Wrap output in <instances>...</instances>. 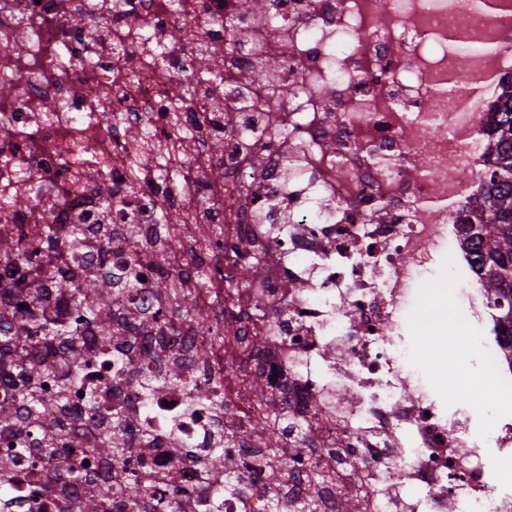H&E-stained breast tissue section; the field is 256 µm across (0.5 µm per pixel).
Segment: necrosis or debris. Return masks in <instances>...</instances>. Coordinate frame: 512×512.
Segmentation results:
<instances>
[{
  "label": "necrosis or debris",
  "instance_id": "obj_1",
  "mask_svg": "<svg viewBox=\"0 0 512 512\" xmlns=\"http://www.w3.org/2000/svg\"><path fill=\"white\" fill-rule=\"evenodd\" d=\"M272 2L228 55L237 0H0V85L12 88L0 155L21 180L0 209V243L15 250L0 254V314L71 319L64 278L110 306L112 326L107 339L84 325L76 345L0 338V512H84L93 488L51 481L60 465L97 477L101 512H265L271 492L284 512L310 493L318 512H512L489 465L512 452V421L476 435L474 412L448 411L405 336L416 289L446 262L469 315L460 338L499 373L485 404L512 402V337L460 222L488 167L486 113L512 76V0ZM187 27L224 57L223 83L194 81ZM151 45L157 68L128 81ZM262 56L292 87L271 108L248 81ZM188 80L174 109L169 89ZM176 140L183 183L150 154L130 176L131 155ZM164 211L189 221L160 224ZM133 266L143 281L104 299V275ZM242 267L251 282L232 287ZM30 361L58 407L48 425L15 405ZM254 384L264 395L248 407ZM260 411L280 415L275 478L251 430ZM116 413L153 485L136 502L103 453ZM228 469L248 497L225 491ZM317 470L326 479L310 484Z\"/></svg>",
  "mask_w": 512,
  "mask_h": 512
}]
</instances>
